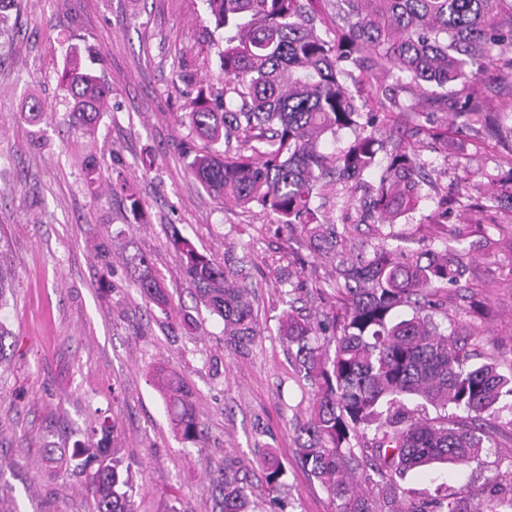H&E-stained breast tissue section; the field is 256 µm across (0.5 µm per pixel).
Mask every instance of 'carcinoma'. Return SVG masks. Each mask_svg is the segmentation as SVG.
Masks as SVG:
<instances>
[{
  "label": "carcinoma",
  "mask_w": 512,
  "mask_h": 512,
  "mask_svg": "<svg viewBox=\"0 0 512 512\" xmlns=\"http://www.w3.org/2000/svg\"><path fill=\"white\" fill-rule=\"evenodd\" d=\"M209 22L224 30L219 52L222 87L198 89L186 120L188 168L202 188L235 208H260L293 228L316 267L331 268L329 289L318 288L322 308L305 315L285 302L279 336L294 351L309 392L299 426L298 456L336 504V512H512V470L472 503L458 491L431 499L410 497L401 481L434 463L464 466L480 459L504 409L512 411V362L481 357L473 334L448 331V289L459 286L464 259L494 241L499 224H459L443 249L427 244L406 251L383 243L369 251L349 244L313 199L351 180L365 186L356 200L372 223H398L416 209L426 180L419 148L448 135L427 109L448 111V89L467 91L462 127L507 145L512 113L493 110L491 60L512 71V0H204ZM377 80L362 94L359 78ZM390 78L392 83L383 80ZM70 112L95 133L109 111V88L78 50L67 53L59 76ZM394 126L387 163L383 129ZM348 130V146L327 153L323 144ZM205 142L199 146L198 142ZM460 177L455 197L434 187L432 225L448 210L507 209L512 184L480 173ZM179 257L198 299L224 322V345L245 352L259 335L248 298L243 260L224 252L220 265L193 240L172 230ZM137 272L141 295L161 308L169 299L139 254L124 257ZM183 440L201 438L194 393L176 375L151 376ZM430 405L435 417L406 407ZM80 464L94 512H138L130 468L108 449L85 448ZM268 495L278 500L284 469L263 457ZM250 484L224 463L223 512H249Z\"/></svg>",
  "instance_id": "cac0c4a2"
}]
</instances>
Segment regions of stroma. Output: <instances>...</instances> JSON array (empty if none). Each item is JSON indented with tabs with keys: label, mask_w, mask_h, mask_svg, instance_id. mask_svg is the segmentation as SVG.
<instances>
[{
	"label": "stroma",
	"mask_w": 512,
	"mask_h": 512,
	"mask_svg": "<svg viewBox=\"0 0 512 512\" xmlns=\"http://www.w3.org/2000/svg\"><path fill=\"white\" fill-rule=\"evenodd\" d=\"M203 0H19L0 12V512H93L75 468L103 418L115 421L107 446L133 473L140 512H221L224 461L251 484L253 512H335L297 455L295 427L308 393L278 334L284 291L324 285L301 278V250L288 226L258 209L227 208L192 177L181 153L185 114L200 85H220L222 32H206ZM90 47L112 110L94 138L72 123L58 89L69 45ZM48 107L40 119L31 97ZM447 124L448 146L422 149L440 184L482 165L512 167L493 139ZM123 171L128 189L86 186L85 156ZM145 212L136 218L130 198ZM215 262L248 255L260 334L243 355L224 347V324L197 299L168 243L172 229ZM112 252L110 270L98 258ZM148 258L171 309L141 297L125 256ZM463 282L486 307L473 317L456 291L448 312L459 332H476L502 364L512 363V235L473 251ZM197 320L183 330L174 316ZM164 369L196 393L204 428L196 443L173 432L150 376ZM480 460L408 473L418 497L478 490L512 464V414ZM274 449L286 474L270 502L262 456Z\"/></svg>",
	"instance_id": "obj_1"
}]
</instances>
